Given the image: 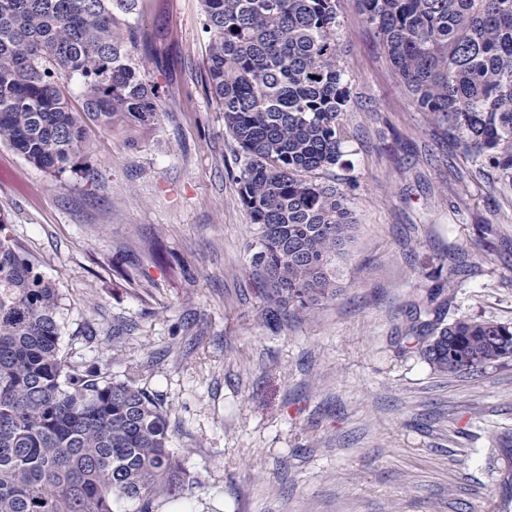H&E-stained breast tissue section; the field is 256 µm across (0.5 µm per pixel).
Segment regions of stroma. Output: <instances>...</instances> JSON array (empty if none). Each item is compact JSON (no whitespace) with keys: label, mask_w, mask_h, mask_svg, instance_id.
Listing matches in <instances>:
<instances>
[{"label":"stroma","mask_w":512,"mask_h":512,"mask_svg":"<svg viewBox=\"0 0 512 512\" xmlns=\"http://www.w3.org/2000/svg\"><path fill=\"white\" fill-rule=\"evenodd\" d=\"M201 0H143L131 46L163 106L90 132L87 179L0 145V216L65 305L61 351L135 378L203 486L165 512H501L512 361L450 376L406 329L441 312L512 324V204L453 190L465 167L406 102L339 0L355 229L335 297L284 318L259 294L242 152L205 84Z\"/></svg>","instance_id":"obj_1"}]
</instances>
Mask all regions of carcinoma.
<instances>
[{
	"label": "carcinoma",
	"instance_id": "cac0c4a2",
	"mask_svg": "<svg viewBox=\"0 0 512 512\" xmlns=\"http://www.w3.org/2000/svg\"><path fill=\"white\" fill-rule=\"evenodd\" d=\"M432 136L473 185L512 198V0H354ZM140 0H0V145L37 168L85 177L88 128L161 109L128 43ZM207 87L242 151L240 198L258 226L263 298L309 315L336 295L354 228L347 193L350 103L336 0H202ZM80 87L82 111L67 87ZM61 297L0 221V512H162L202 487L169 448L167 409L136 380L66 364ZM439 372L512 358V326L476 318L414 324Z\"/></svg>",
	"mask_w": 512,
	"mask_h": 512
}]
</instances>
